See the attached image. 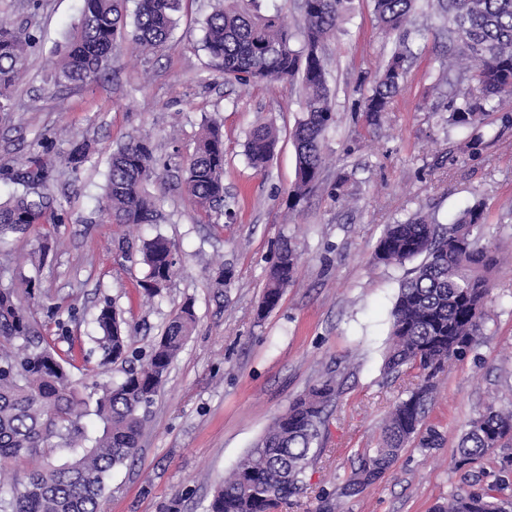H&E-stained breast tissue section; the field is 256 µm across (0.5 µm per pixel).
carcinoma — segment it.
<instances>
[{"label": "carcinoma", "mask_w": 512, "mask_h": 512, "mask_svg": "<svg viewBox=\"0 0 512 512\" xmlns=\"http://www.w3.org/2000/svg\"><path fill=\"white\" fill-rule=\"evenodd\" d=\"M77 25L53 63L52 80L71 86L106 77L112 50L124 40L137 47L159 50L176 27L183 0H137L132 22H127L126 0H83ZM415 0H373L380 29L395 38V48L369 92L362 111L369 123H379L390 110L407 78V63L416 55L404 37ZM304 27L300 47L294 34L275 14H263L258 0H214L202 22L201 49L224 79L242 87L256 82L284 87L300 82L302 116L293 131L296 151L295 181L288 208L297 209L317 185L324 167L323 141L335 123L322 48L327 36L351 14V0H303ZM448 41L457 56L474 63L476 86L461 95L448 116L450 124L479 131L495 98L512 90V0H446ZM35 36L23 27L0 23V112H9V91L19 81ZM272 124L256 122L246 139V158L254 169L269 163L276 146ZM90 159L89 146L76 141L66 157L72 171ZM55 164L41 156L20 167H3L0 179L22 187V192L0 200V249L37 224H59L62 214L47 193L55 179ZM159 178L150 142L132 138L107 159L100 208L113 224H157L162 213L147 185ZM184 184L196 204L219 216L230 212L224 196V139L213 123L205 122L185 169ZM484 208L476 204L452 223L413 216L387 227L375 252L378 263L403 266L407 271L391 311V343L385 367L410 365L419 382L398 400L382 423L378 447L358 455L357 467L343 484L354 496L377 482L396 462L405 446L418 440L421 448H435L439 431L423 427L435 387L434 379L448 361L475 350L482 339L486 300L492 288L490 274L499 264L498 252L479 244ZM146 274L140 287L157 296L176 274L173 244L157 234L140 249ZM298 254L288 239L279 246L269 268L259 314L273 310L294 280ZM94 323L100 334V366L128 357L130 330L108 303ZM197 317L185 304L168 323L139 366L125 372L117 385H102L93 414L101 423L89 440L81 418L86 402L70 382L64 358L51 349L22 314V302L13 288L0 289V469L27 459L44 458L54 443L71 460L46 464L29 472L23 489L10 486L5 498V476H0V512H100L106 481L112 470L134 460L145 420L169 367L192 335ZM340 384L323 377L278 416L253 445L224 484L214 493L209 512H276L288 497L303 489L306 471L322 452L319 442ZM91 444H85V441ZM459 463L470 465L488 454L499 457L496 482L453 493L433 512H512V410L493 407L469 421L457 444Z\"/></svg>", "instance_id": "carcinoma-1"}]
</instances>
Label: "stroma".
<instances>
[{
  "mask_svg": "<svg viewBox=\"0 0 512 512\" xmlns=\"http://www.w3.org/2000/svg\"><path fill=\"white\" fill-rule=\"evenodd\" d=\"M211 0H185L171 39L147 55L118 43L101 82L60 87L51 79L54 49L80 16L81 0H0V18L24 26L37 45L12 89L15 111L0 112V163L41 155L58 175L48 188L67 219L17 236L0 255V288L24 278L39 288L27 305L49 342L72 355V380L93 382L101 359L92 317L103 302L133 328L131 350L148 352L184 302L197 326L146 410L133 462L112 471L102 512H206L215 486L265 433L275 417L322 376L335 374L323 452L307 488L278 512H318L330 493L338 512H431L468 488L474 475L492 481L496 455L460 466L458 438L467 421L492 406L512 407V94L487 113L482 138L448 122L452 86L442 74L463 69L448 52L437 0H419L406 26L417 53L403 90L379 125H367L362 94L380 73L392 41L384 39L371 0H353L351 20L329 36L324 58L336 123L324 144L318 186L289 211L296 153L291 133L301 116L300 86L225 84L199 48ZM224 133V190L232 218L200 210L183 183L203 120ZM259 119L277 143L265 171L250 168L245 134ZM133 137L150 140L162 163L148 191L161 205L153 225L108 223L98 200L105 161ZM92 144V160L71 172L63 159L75 139ZM351 177L350 196L335 200L337 173ZM486 207L480 239L500 257L485 308L482 342L448 363L427 407L425 426L439 447L409 443L376 484L355 497L341 487L357 454L376 445L380 426L416 381L415 370L384 367L389 313L406 270L376 264L387 225L421 214L449 223L475 204ZM173 243L174 278L154 298L139 287L146 273L141 239ZM301 254L295 281L275 309L257 317L266 272L281 238ZM229 278H221V271ZM56 318H49V309ZM66 322L61 335L57 324Z\"/></svg>",
  "mask_w": 512,
  "mask_h": 512,
  "instance_id": "1",
  "label": "stroma"
}]
</instances>
